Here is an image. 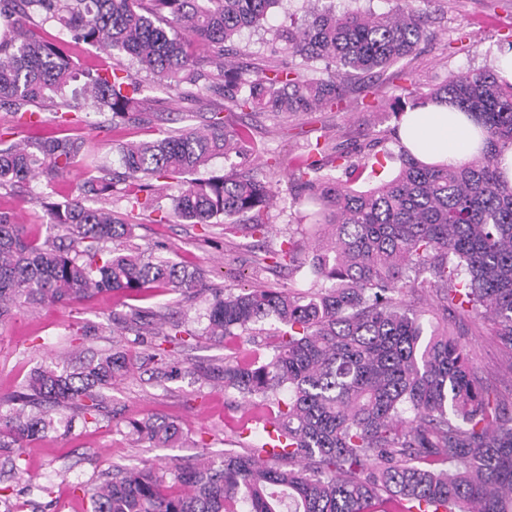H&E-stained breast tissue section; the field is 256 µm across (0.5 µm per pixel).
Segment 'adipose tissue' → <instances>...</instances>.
<instances>
[{"label":"adipose tissue","instance_id":"ef3b65f1","mask_svg":"<svg viewBox=\"0 0 512 512\" xmlns=\"http://www.w3.org/2000/svg\"><path fill=\"white\" fill-rule=\"evenodd\" d=\"M399 135L403 143L425 162H456L479 150L475 121L450 104L429 103L403 115Z\"/></svg>","mask_w":512,"mask_h":512}]
</instances>
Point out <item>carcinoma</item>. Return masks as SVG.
I'll list each match as a JSON object with an SVG mask.
<instances>
[{
	"mask_svg": "<svg viewBox=\"0 0 512 512\" xmlns=\"http://www.w3.org/2000/svg\"><path fill=\"white\" fill-rule=\"evenodd\" d=\"M285 0H0V108L35 123L38 110L112 113V123L138 114L140 83L122 69H79L69 43L109 56L124 55L177 95L218 96L242 113L282 122L299 113L338 108L348 82L380 74L411 56L427 37L426 14L414 0H394L386 13L318 8L274 31L304 64L251 70L233 63L234 43L269 9ZM53 20L71 42L36 37V21ZM202 42L217 73L199 66ZM187 83L196 91H182ZM446 102L472 114L482 129L479 153L454 163H425L401 149L390 180L359 191L322 174L324 159L348 174L359 170L342 145L315 143L293 181L319 204L315 250L293 239L265 249V268L306 266V291L264 285L238 294L211 289L204 335L214 341L253 330L274 318L272 355L265 361L224 360L201 372L208 381L262 406L247 436L274 431L286 451L261 445L224 453L219 461L168 468H117L84 490L90 512H512V413L479 381L465 346L448 330V317H482L512 356V185L500 157L512 147V84L496 69L450 72L422 94L416 82L393 88L394 114ZM0 132V189L46 176H66L96 159L87 138L48 135L31 143ZM122 172L91 176L79 195L43 203L51 234L41 240L0 211V325L17 308H37L121 291L157 288L201 293L204 274L133 245L135 212L152 209L156 223L208 226L246 218L264 233L272 181L250 173L197 174L222 157L252 150L247 130L211 111L201 127L171 129L156 138L114 147ZM189 176L170 210L154 207L164 179ZM126 212L86 204L112 195ZM430 289L437 317L423 323L404 290ZM113 331L134 333L138 353L104 350L69 371L51 363L30 373L23 391L0 399V448L5 464L24 472V443L81 422L97 424L107 408L104 390L140 359L165 365L164 345L185 346L196 333L155 307L112 313ZM129 434L156 448H173L181 429L161 418L131 419ZM449 468L439 470L436 464Z\"/></svg>",
	"mask_w": 512,
	"mask_h": 512,
	"instance_id": "obj_1",
	"label": "carcinoma"
}]
</instances>
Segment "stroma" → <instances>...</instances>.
<instances>
[{
	"instance_id": "stroma-1",
	"label": "stroma",
	"mask_w": 512,
	"mask_h": 512,
	"mask_svg": "<svg viewBox=\"0 0 512 512\" xmlns=\"http://www.w3.org/2000/svg\"><path fill=\"white\" fill-rule=\"evenodd\" d=\"M429 16V37L416 55L392 67L381 78L377 107H367L361 96H351L341 109L308 112L290 117L274 126L264 115L243 118L239 111L226 112L230 123H247L255 147L245 168L269 174L275 197L269 210L271 232L264 247L275 249L288 238L303 244L313 241V222L318 207L307 191L294 186L289 175L304 159L307 145L325 135L351 148L375 135L385 136V153L377 175L361 174L351 186L365 190L390 179L397 172L399 146L388 132L398 119L387 102L400 74H409L421 91L440 83L446 74L495 66L497 54L512 44V0H418ZM305 0H288L286 8H275L262 27L244 29L236 46L243 61L291 63L282 43L273 41L285 12L304 14ZM128 74L143 86L147 109L145 123L113 125L110 114L78 112L69 123L58 124L54 113L43 112L46 130L58 136L96 139L101 164L112 166L113 145L139 140L186 124L202 125V114L175 94L158 87L132 61H125ZM88 176L84 164L74 166L66 179L51 182L40 177L0 190V209L15 213L33 235L46 237L48 216L43 200L60 201ZM135 241L144 250L161 249L163 255L189 269L206 274L210 287L239 292L262 283L281 288L307 287L312 277L307 268L293 271L260 269L252 261L250 237L236 234L225 238L223 225L202 233L190 224H157L150 213H142L135 227ZM140 306H161L184 319L195 331L190 344L176 348L172 358L176 376L156 379L153 366L135 365L131 373L113 384L108 392L113 418L82 429L58 430L26 445L27 473L21 479L0 478V512L7 503L18 504L21 512H85L87 503L81 488L89 485L112 466L128 468L146 463L170 466L190 463L197 456L215 459L225 451H241L239 433L250 421L254 408L222 386L201 379L200 369L223 364L226 356L264 359L270 356L269 335L276 329L265 321L261 329L215 343L204 337L207 325V294L187 297L158 290L146 298L106 293L72 305H46L15 313L7 327L0 328V396L20 390L31 370L51 362L72 364L97 351L111 348L116 338L109 322L112 311ZM85 325L96 326L93 336L81 335ZM454 334L466 343L473 369L483 383L494 389L506 403H512V359L498 345L488 323L465 319L450 324ZM159 416L180 425L183 441L175 448H152L129 435L131 418Z\"/></svg>"
}]
</instances>
